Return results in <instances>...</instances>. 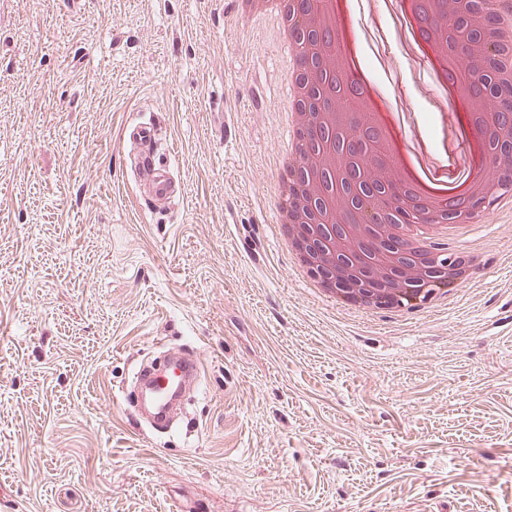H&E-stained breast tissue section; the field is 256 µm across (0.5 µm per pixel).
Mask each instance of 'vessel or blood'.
<instances>
[{"label": "vessel or blood", "mask_w": 512, "mask_h": 512, "mask_svg": "<svg viewBox=\"0 0 512 512\" xmlns=\"http://www.w3.org/2000/svg\"><path fill=\"white\" fill-rule=\"evenodd\" d=\"M167 363L178 369V376L171 379L166 372L156 369H142L136 374V402L146 412L151 426L161 429L170 427L188 380L198 378L203 371L202 360L196 354L186 356L175 353Z\"/></svg>", "instance_id": "vessel-or-blood-1"}]
</instances>
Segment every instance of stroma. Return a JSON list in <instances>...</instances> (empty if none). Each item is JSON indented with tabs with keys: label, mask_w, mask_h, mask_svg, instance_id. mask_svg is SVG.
Masks as SVG:
<instances>
[{
	"label": "stroma",
	"mask_w": 512,
	"mask_h": 512,
	"mask_svg": "<svg viewBox=\"0 0 512 512\" xmlns=\"http://www.w3.org/2000/svg\"><path fill=\"white\" fill-rule=\"evenodd\" d=\"M355 9L447 163L395 0ZM272 36L238 0H0V512H512V210L464 239L503 263L439 306L320 297L273 226ZM169 349L204 371L162 433L128 392Z\"/></svg>",
	"instance_id": "obj_1"
}]
</instances>
